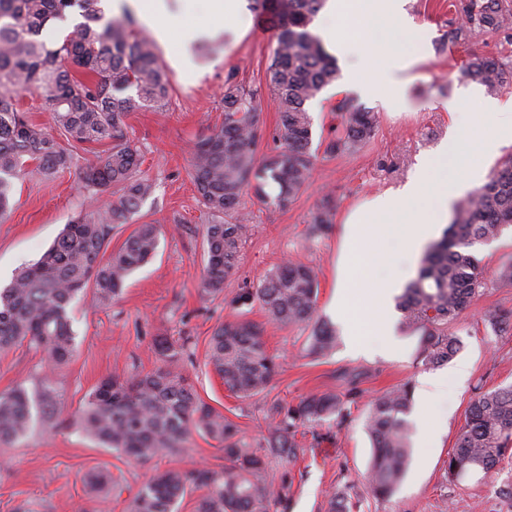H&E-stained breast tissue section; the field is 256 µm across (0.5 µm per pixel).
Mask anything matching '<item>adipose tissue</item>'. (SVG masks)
<instances>
[{
	"label": "adipose tissue",
	"mask_w": 512,
	"mask_h": 512,
	"mask_svg": "<svg viewBox=\"0 0 512 512\" xmlns=\"http://www.w3.org/2000/svg\"><path fill=\"white\" fill-rule=\"evenodd\" d=\"M409 0H357L365 28L373 37L367 52L348 67L345 90L368 99L381 100L391 110L406 106L409 71L426 52L424 38H413L408 20ZM131 10L162 45L178 44L174 59L182 72L194 71L193 46L203 38L231 31L240 37L234 21L247 13L248 0H210L213 23L191 22L190 0H184L177 25L165 24L166 0H110L107 11L118 15ZM483 109L469 113L454 128L446 146L419 158L412 175L400 188L374 194L352 210L345 220V239L353 248V259L380 257L383 278L363 280L369 312L380 327H387L392 296L403 287L420 252L436 237L448 214L462 195L481 184L485 171L472 166L466 151L480 157L495 155L512 142V100L486 98Z\"/></svg>",
	"instance_id": "1"
}]
</instances>
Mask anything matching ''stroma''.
I'll return each mask as SVG.
<instances>
[{
  "mask_svg": "<svg viewBox=\"0 0 512 512\" xmlns=\"http://www.w3.org/2000/svg\"><path fill=\"white\" fill-rule=\"evenodd\" d=\"M450 2H410L414 23L431 38L424 60L411 72L405 110L390 112L381 103L353 99L354 107L379 118L374 137L363 148L317 150L309 184L287 207L262 203L250 193L243 197L241 209L249 216L251 231L237 269L218 294L200 288L206 219L190 175L189 147L222 123L224 81L230 73L237 82L259 90L265 134L257 150L264 153L272 147L279 103L267 84L276 28L268 26L260 38L249 29L238 40L195 47L198 72L193 76L174 67L172 50L159 49L171 85L166 109L157 113L139 108L126 119L129 138L144 151L141 170L156 184L139 218L161 225L158 254L129 278L117 302L101 307L74 302L76 347L67 364L48 368L41 353L24 344L0 355V394L19 384L36 388L48 374L56 412L52 426L36 424L27 437L0 444V512H17L24 505L36 512H75L79 506L85 512H127L130 499L155 471L223 467L218 443L199 434L180 455L138 464L98 447L76 424L80 408L102 379H124L158 366L153 343L160 336L186 345L189 357L182 364L183 374L255 450L264 443L275 405H294L315 393L350 394L345 422L298 427L294 456H266L267 479L283 497L277 512H330V502L339 494L345 496L349 512H512V453L490 478L477 474L458 485L446 471L472 400L478 393L512 385V333H494L487 324L489 313L512 311V288L486 283L451 325L460 350L439 371L447 374L466 365L467 385L449 389L447 398L432 405L438 431L415 427L410 466L387 499L375 498L366 483L372 453L365 428L369 406L394 387L418 385L429 368L422 362L419 335L402 325V311L394 313L396 345L380 355L351 348L354 333L367 338L375 333L365 305L352 306L351 329L342 327L336 310L337 278L345 261L342 226L348 212L364 198L404 183L418 157L447 139L453 119L443 104L468 86L462 69L470 54L489 55L512 67V29L476 28L466 38L453 40L449 33L458 27L460 15ZM111 146L106 140L80 152L74 166L50 181L16 182L11 209L0 219L1 286L18 268L38 259L65 224L87 211L90 198L79 171ZM326 200L333 207L334 227L328 235L310 237L311 218ZM288 260L317 271V317L339 325V343L328 354H311L307 338L312 325L280 326L270 322L260 306L248 308V319L263 328L267 348L281 368L263 393L238 397L207 366L206 341L234 314L232 300L240 288L259 284ZM95 474L108 475V482L91 483Z\"/></svg>",
  "mask_w": 512,
  "mask_h": 512,
  "instance_id": "stroma-1",
  "label": "stroma"
}]
</instances>
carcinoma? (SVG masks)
<instances>
[{"instance_id": "obj_1", "label": "carcinoma", "mask_w": 512, "mask_h": 512, "mask_svg": "<svg viewBox=\"0 0 512 512\" xmlns=\"http://www.w3.org/2000/svg\"><path fill=\"white\" fill-rule=\"evenodd\" d=\"M101 0H0V216L7 213L14 181H49L71 168L75 152L106 139L112 147L82 169L84 187L93 194L114 188L120 195L70 224L35 262L22 267L0 289V351L23 343L58 367L75 351L72 304L91 296L98 306L116 301L128 278L152 259L160 228L143 222L116 250L108 251L112 230L133 223L154 184L140 174V148L123 131L127 114L149 107L165 111L169 79L155 41L129 14L108 19ZM325 0H277L276 45L269 68V89L279 101L276 146L257 156L263 118L258 90L228 74L224 81V121L192 143V178L208 224L205 225V274L202 291H224V280L238 267L248 232L239 211L250 189L261 202L286 207L309 183L315 154L306 103L338 79L334 57L310 29ZM463 24L451 37L467 36L471 26L491 31L512 27L501 0H466ZM79 16L62 40L50 44L43 31ZM82 73L86 78L80 79ZM465 76L497 92L512 85V69L494 57L469 56ZM31 88L46 95L55 132L30 119L19 96ZM340 124L326 151H355L375 134L376 113L341 101ZM332 207L324 203L312 217L311 236L332 230ZM512 230V157L487 182L460 201L443 237L425 251L416 278L405 288L400 307L405 326L421 334L422 361H450L459 340L448 327L485 285L487 272L477 248ZM318 275L301 262L288 261L270 271L255 288H242L237 308L257 303L280 325L314 320ZM336 328L317 322L310 351L325 354L336 346ZM162 364L128 379L107 378L91 392L78 424L101 447L129 460L147 463L159 455L180 454L192 433L222 444L224 468H172L148 479L131 499L128 512H175L180 499L199 491L196 512H277L280 496L266 482L264 455H295L300 425L345 419L344 400L333 393L310 395L297 405H277L271 413L264 454L245 447L224 414L198 398L179 364L183 348L165 336L154 343ZM207 365L224 386L242 398L265 391L278 364L261 328L246 317L223 321L207 344ZM412 386L405 383L377 398L366 430L372 458L366 481L378 498L390 497L411 462ZM53 415L49 378L39 390L19 384L0 395V443L27 436L35 416ZM512 446V386L481 393L471 404L455 448L448 454V478L461 484L468 474L491 478Z\"/></svg>"}]
</instances>
